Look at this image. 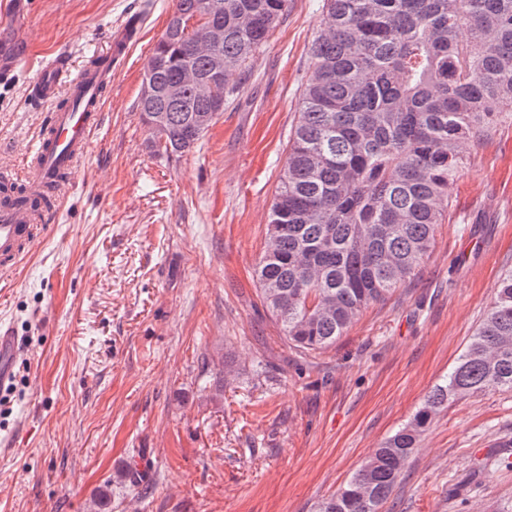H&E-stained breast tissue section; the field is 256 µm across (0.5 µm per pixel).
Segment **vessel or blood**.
<instances>
[{
	"mask_svg": "<svg viewBox=\"0 0 512 512\" xmlns=\"http://www.w3.org/2000/svg\"><path fill=\"white\" fill-rule=\"evenodd\" d=\"M138 24H127L111 39L112 58L86 64L71 71L65 57L46 61L31 85V99L52 104L35 149L28 153L26 165L16 172L0 168V180L19 184L26 199L0 203V272L11 271L33 249L37 234L51 215L52 206L43 198L53 193L63 199L66 182L58 173L75 174L87 154L90 133L100 119V101L112 87V60L125 58L137 40ZM14 337L0 334V386L9 382L19 359Z\"/></svg>",
	"mask_w": 512,
	"mask_h": 512,
	"instance_id": "1",
	"label": "vessel or blood"
}]
</instances>
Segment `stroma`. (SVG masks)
Here are the masks:
<instances>
[{
	"mask_svg": "<svg viewBox=\"0 0 512 512\" xmlns=\"http://www.w3.org/2000/svg\"><path fill=\"white\" fill-rule=\"evenodd\" d=\"M321 5L291 0L238 94L171 160L136 106L173 0L0 11L16 60L0 76V165L18 169L49 113L27 95L41 63L81 67L145 17L69 199L0 274V329L22 350L0 395V512H97L102 490L111 512H315L446 381L512 269L510 116L460 171L416 274L330 348H291L258 296ZM382 512H512V390L442 409Z\"/></svg>",
	"mask_w": 512,
	"mask_h": 512,
	"instance_id": "1",
	"label": "stroma"
}]
</instances>
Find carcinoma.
Returning <instances> with one entry per match:
<instances>
[{"mask_svg": "<svg viewBox=\"0 0 512 512\" xmlns=\"http://www.w3.org/2000/svg\"><path fill=\"white\" fill-rule=\"evenodd\" d=\"M208 0H174L147 62L161 93L139 98L153 151L182 157L192 125L240 88L290 0H219L224 75L213 77L181 20ZM299 117L254 273L263 307L302 352L333 345L370 306L415 274L452 206L449 189L485 132L512 115V0H323ZM467 30L481 46L460 40ZM200 77L172 99L162 93ZM512 389V271L444 385L387 437L318 512H379L448 402Z\"/></svg>", "mask_w": 512, "mask_h": 512, "instance_id": "cac0c4a2", "label": "carcinoma"}]
</instances>
